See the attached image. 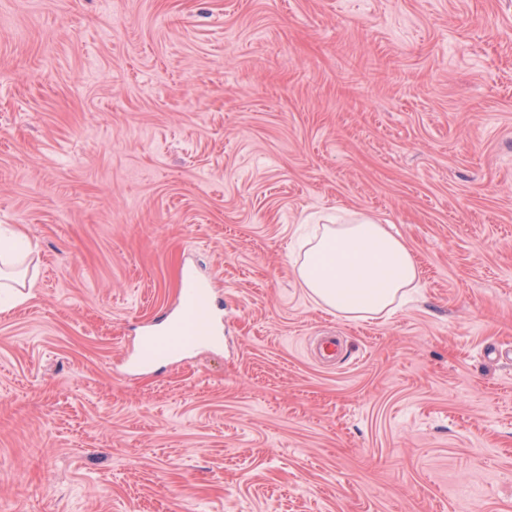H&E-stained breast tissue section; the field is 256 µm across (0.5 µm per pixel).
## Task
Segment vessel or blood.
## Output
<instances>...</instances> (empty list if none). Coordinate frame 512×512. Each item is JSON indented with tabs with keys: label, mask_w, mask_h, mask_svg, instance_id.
<instances>
[{
	"label": "vessel or blood",
	"mask_w": 512,
	"mask_h": 512,
	"mask_svg": "<svg viewBox=\"0 0 512 512\" xmlns=\"http://www.w3.org/2000/svg\"><path fill=\"white\" fill-rule=\"evenodd\" d=\"M184 294L182 317L175 320L172 329L155 332L145 337V350L139 357L140 363H149L151 353L155 350L175 349L207 341L208 336L203 328L209 316L205 291L194 278L190 277L186 280Z\"/></svg>",
	"instance_id": "b4317fda"
}]
</instances>
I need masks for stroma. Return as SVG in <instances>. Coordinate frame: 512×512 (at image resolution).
Instances as JSON below:
<instances>
[{
    "label": "stroma",
    "instance_id": "1",
    "mask_svg": "<svg viewBox=\"0 0 512 512\" xmlns=\"http://www.w3.org/2000/svg\"><path fill=\"white\" fill-rule=\"evenodd\" d=\"M361 215L422 287L353 322ZM14 228L0 512H512V0H0ZM188 270L216 341L126 369ZM297 274L316 303L351 320L388 313L421 288L408 246L366 217L354 224H323L307 242Z\"/></svg>",
    "mask_w": 512,
    "mask_h": 512
}]
</instances>
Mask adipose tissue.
Wrapping results in <instances>:
<instances>
[{"instance_id":"1","label":"adipose tissue","mask_w":512,"mask_h":512,"mask_svg":"<svg viewBox=\"0 0 512 512\" xmlns=\"http://www.w3.org/2000/svg\"><path fill=\"white\" fill-rule=\"evenodd\" d=\"M297 274L316 303L351 320L392 311L421 286L408 246L366 217L323 225L308 241Z\"/></svg>"}]
</instances>
